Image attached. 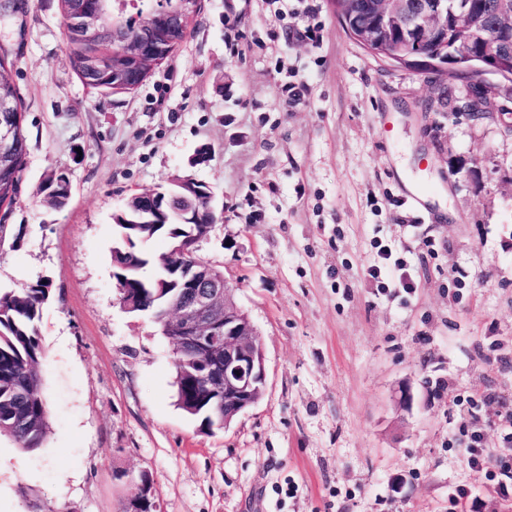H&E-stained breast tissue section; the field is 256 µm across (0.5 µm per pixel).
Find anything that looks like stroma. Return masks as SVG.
<instances>
[{
    "mask_svg": "<svg viewBox=\"0 0 512 512\" xmlns=\"http://www.w3.org/2000/svg\"><path fill=\"white\" fill-rule=\"evenodd\" d=\"M309 25L317 41L285 34ZM0 46L29 145L0 288L50 282L49 431L32 452L0 436V512H124L143 471L159 512H512L462 434L477 423L512 465L511 83L486 78L480 119L463 79L434 105L435 76L371 57L329 0H204L172 61L114 96L72 70L59 0H17ZM299 82L297 104L280 89ZM400 158L432 202L392 177ZM55 170L72 186L61 209L37 195ZM175 176L224 207L198 254L267 366L259 403L210 433L178 408L167 340L120 308L112 276L113 214ZM382 247L414 291L391 266L368 277Z\"/></svg>",
    "mask_w": 512,
    "mask_h": 512,
    "instance_id": "stroma-1",
    "label": "stroma"
}]
</instances>
